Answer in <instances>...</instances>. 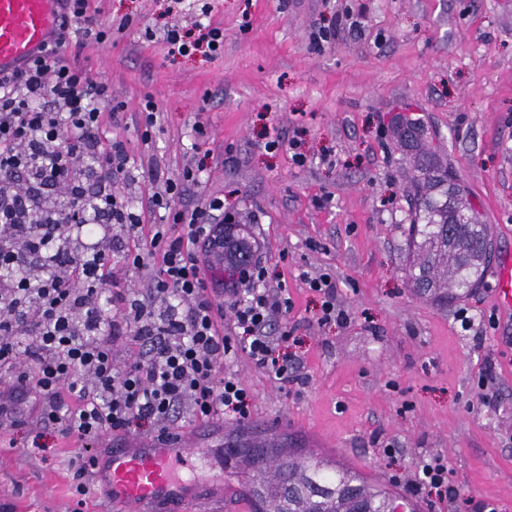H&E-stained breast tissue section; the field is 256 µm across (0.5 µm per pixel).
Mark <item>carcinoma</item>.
Wrapping results in <instances>:
<instances>
[{
  "label": "carcinoma",
  "mask_w": 512,
  "mask_h": 512,
  "mask_svg": "<svg viewBox=\"0 0 512 512\" xmlns=\"http://www.w3.org/2000/svg\"><path fill=\"white\" fill-rule=\"evenodd\" d=\"M425 130L415 122L403 127L404 147L413 154V181L417 196V222L408 226L413 287L448 297L467 293L479 283L480 271L490 259L492 242L485 225L476 223L462 201L455 177L433 164V153L423 148ZM253 259L251 244L240 239L224 251V275L230 277ZM288 475L278 492L270 493L260 482L246 481L252 497L273 499L275 512H401L406 499L384 483L369 482L351 470L332 478L310 461L288 456Z\"/></svg>",
  "instance_id": "cac0c4a2"
}]
</instances>
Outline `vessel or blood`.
<instances>
[{
    "label": "vessel or blood",
    "mask_w": 512,
    "mask_h": 512,
    "mask_svg": "<svg viewBox=\"0 0 512 512\" xmlns=\"http://www.w3.org/2000/svg\"><path fill=\"white\" fill-rule=\"evenodd\" d=\"M59 33V0H0V71L26 67ZM496 278L497 307L511 314V258L501 260ZM193 454L178 435L145 444L126 441L98 463L96 483L106 489L118 512H182L184 501L210 481L205 470L186 479L176 475V465Z\"/></svg>",
    "instance_id": "1"
}]
</instances>
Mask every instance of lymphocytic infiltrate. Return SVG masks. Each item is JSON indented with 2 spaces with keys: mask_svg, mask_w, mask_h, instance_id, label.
<instances>
[{
  "mask_svg": "<svg viewBox=\"0 0 512 512\" xmlns=\"http://www.w3.org/2000/svg\"><path fill=\"white\" fill-rule=\"evenodd\" d=\"M210 12L201 6L195 33L167 29L171 53H220L224 30L210 22ZM111 99L107 83L65 64L53 43L25 68L0 73V172L15 176L0 185V372L8 377L0 422L21 425L13 399L32 387L43 397L40 425L81 442L129 432L136 420L167 435L181 408L195 420L246 421L250 393L219 368L239 350L280 386L297 383L293 362L275 356L266 331L273 319L287 317L292 303L283 291L264 287L266 270L257 263L207 282L197 246H223L215 221L224 202L177 207L184 183L197 178L195 168L177 180H155L151 202L164 214L161 224L142 223L113 192V178L127 170V150L95 136L106 120L119 117L102 110ZM91 180L99 184L92 199L86 193ZM48 188L58 191V200L37 206ZM101 217L133 239L124 266L140 278L137 289L116 296L113 316L103 315L98 302L113 276ZM76 237L94 243L76 247ZM127 334L141 350L119 364L112 345ZM68 396L73 405H65ZM409 489L446 500L447 464L431 457Z\"/></svg>",
  "mask_w": 512,
  "mask_h": 512,
  "instance_id": "1",
  "label": "lymphocytic infiltrate"
}]
</instances>
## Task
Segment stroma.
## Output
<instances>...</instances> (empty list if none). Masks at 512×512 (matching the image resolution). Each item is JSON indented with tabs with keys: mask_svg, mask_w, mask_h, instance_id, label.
I'll return each mask as SVG.
<instances>
[{
	"mask_svg": "<svg viewBox=\"0 0 512 512\" xmlns=\"http://www.w3.org/2000/svg\"><path fill=\"white\" fill-rule=\"evenodd\" d=\"M224 50L170 55L167 26H191L194 0H94L109 37L68 35L64 59L112 87L124 109L102 140L130 162L115 191L159 223L149 166L180 178L202 165L183 202L224 200L239 233L293 304L276 354L302 384L281 390L244 353L228 358L253 398L249 420L180 416L174 433L212 432L213 453L248 448L265 424L287 423L281 446L395 485L410 495L418 466L448 464L459 497L512 512V317L493 297L494 265L512 254V0H211ZM158 119L144 132L139 112ZM419 122L439 166L454 170L493 243L470 293L435 300L411 287L407 227L411 153L396 123ZM206 135L195 140L192 127ZM277 149H268L270 141ZM327 274L345 324L321 322L309 281ZM29 422L0 430V512H115L78 495L77 443Z\"/></svg>",
	"mask_w": 512,
	"mask_h": 512,
	"instance_id": "35a3bbf8",
	"label": "stroma"
}]
</instances>
